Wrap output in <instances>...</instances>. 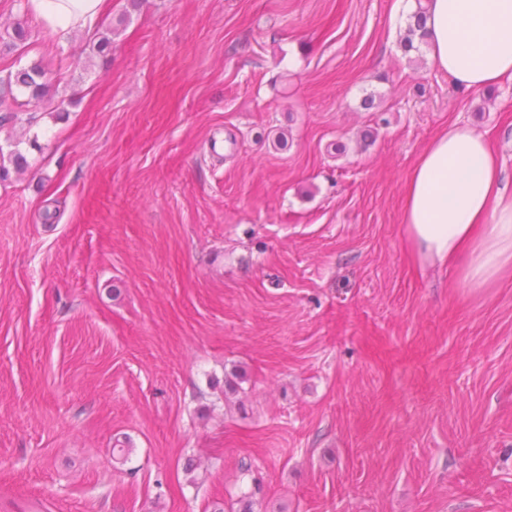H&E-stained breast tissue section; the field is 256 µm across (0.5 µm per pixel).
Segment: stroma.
I'll return each instance as SVG.
<instances>
[{"instance_id": "stroma-1", "label": "stroma", "mask_w": 512, "mask_h": 512, "mask_svg": "<svg viewBox=\"0 0 512 512\" xmlns=\"http://www.w3.org/2000/svg\"><path fill=\"white\" fill-rule=\"evenodd\" d=\"M408 13L112 0L60 44L0 0V512H512V270L471 293L403 224L453 123L512 183V82ZM7 85L10 91L13 85L28 91L29 98L39 102L46 93L48 81L43 70L38 66H32L19 69L13 75L11 74L7 80Z\"/></svg>"}]
</instances>
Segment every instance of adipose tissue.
I'll list each match as a JSON object with an SVG mask.
<instances>
[{
	"instance_id": "ef3b65f1",
	"label": "adipose tissue",
	"mask_w": 512,
	"mask_h": 512,
	"mask_svg": "<svg viewBox=\"0 0 512 512\" xmlns=\"http://www.w3.org/2000/svg\"><path fill=\"white\" fill-rule=\"evenodd\" d=\"M434 65L472 91L512 82V0H425ZM57 41L96 30L110 0H27ZM403 222L418 259L453 261L470 292L512 267V193L485 137L456 123L432 138L405 183Z\"/></svg>"
}]
</instances>
